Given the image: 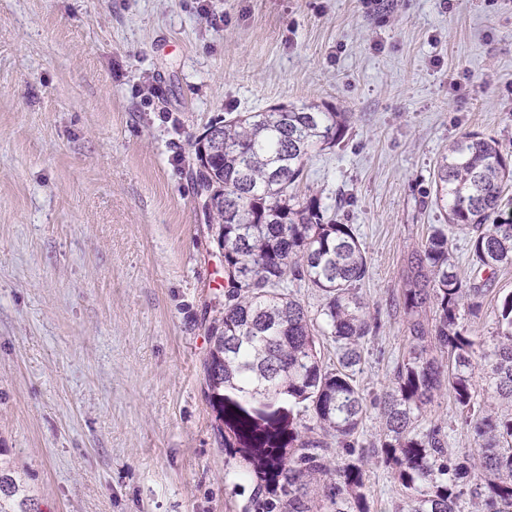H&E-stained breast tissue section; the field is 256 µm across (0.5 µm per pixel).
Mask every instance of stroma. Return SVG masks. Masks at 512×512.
I'll return each instance as SVG.
<instances>
[{
	"label": "stroma",
	"mask_w": 512,
	"mask_h": 512,
	"mask_svg": "<svg viewBox=\"0 0 512 512\" xmlns=\"http://www.w3.org/2000/svg\"><path fill=\"white\" fill-rule=\"evenodd\" d=\"M305 104L349 115L297 192L366 252L370 448L408 334L394 301L446 221L437 162L468 133L512 152V0H0V448L40 512H254L206 399L224 259L192 144L213 121ZM511 292L508 264L462 311L470 336L492 343ZM425 417L472 453L448 391ZM366 472L373 512L408 507L387 467Z\"/></svg>",
	"instance_id": "stroma-1"
}]
</instances>
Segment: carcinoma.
<instances>
[{
    "label": "carcinoma",
    "instance_id": "1",
    "mask_svg": "<svg viewBox=\"0 0 512 512\" xmlns=\"http://www.w3.org/2000/svg\"><path fill=\"white\" fill-rule=\"evenodd\" d=\"M348 115L312 106L244 112L209 125L193 143L203 147L207 174L193 178L214 203L203 207L224 251V304L206 332L203 362L208 403L230 457L254 483L255 512H371L372 495L358 434L365 398L355 374L364 345L377 328L365 312L358 284L368 273L354 225L327 214L315 196L293 193L312 153L345 137ZM512 159L499 142L476 133L449 146L434 177V204L448 224L432 227L411 258L398 305L410 336L402 360L378 402L383 435L374 457L412 495L410 512H512V293L495 316L497 336L486 348L459 325L460 309L475 313L497 268L512 264V215L497 220ZM470 235L480 284L464 285L448 251V227ZM305 281L321 297L312 314L288 291ZM435 310L428 323L427 309ZM336 345V367H324L318 335ZM491 367L495 390L475 398L474 368ZM448 388L461 424L477 448L448 454V431L423 423L427 408ZM315 426L302 422L300 408ZM336 439L343 458L314 428ZM0 448V512H36L24 484ZM322 481L321 499L309 486Z\"/></svg>",
    "mask_w": 512,
    "mask_h": 512
}]
</instances>
